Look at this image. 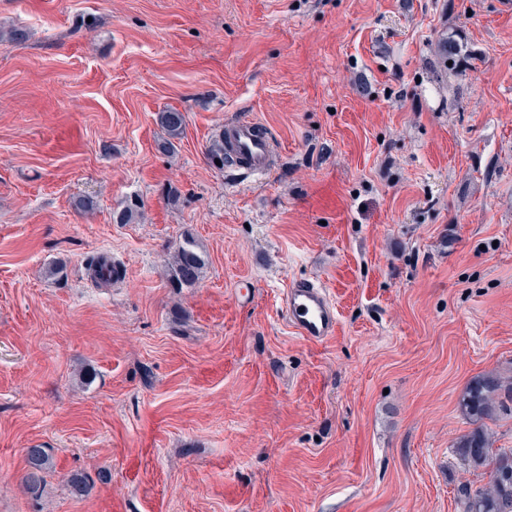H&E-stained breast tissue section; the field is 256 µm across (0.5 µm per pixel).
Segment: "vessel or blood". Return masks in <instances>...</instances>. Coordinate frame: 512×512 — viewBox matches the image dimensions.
Instances as JSON below:
<instances>
[{"label":"vessel or blood","instance_id":"obj_1","mask_svg":"<svg viewBox=\"0 0 512 512\" xmlns=\"http://www.w3.org/2000/svg\"><path fill=\"white\" fill-rule=\"evenodd\" d=\"M224 152L235 158L238 169L252 176L268 177L276 167L273 138L252 119L225 123ZM282 307L289 327L307 341L322 342L337 331L336 304L318 282L293 281L283 295Z\"/></svg>","mask_w":512,"mask_h":512}]
</instances>
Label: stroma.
<instances>
[{
	"instance_id": "1",
	"label": "stroma",
	"mask_w": 512,
	"mask_h": 512,
	"mask_svg": "<svg viewBox=\"0 0 512 512\" xmlns=\"http://www.w3.org/2000/svg\"><path fill=\"white\" fill-rule=\"evenodd\" d=\"M16 26L24 42L0 39V512H463L458 487L487 478L455 446L458 395L512 376V12L0 0V30ZM172 109L186 126L165 155ZM240 117L274 138L266 179L208 157ZM327 182L336 216L308 204ZM132 199L141 218L117 223ZM187 236L206 267L175 288ZM103 255L124 270L108 286ZM299 279L328 289L334 337L289 329ZM35 445L54 469L34 495ZM27 471L24 476V483L33 491L41 488L44 482V474L52 466L53 456L50 449L34 446L26 448L25 452Z\"/></svg>"
}]
</instances>
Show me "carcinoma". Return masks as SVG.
Listing matches in <instances>:
<instances>
[{
	"mask_svg": "<svg viewBox=\"0 0 512 512\" xmlns=\"http://www.w3.org/2000/svg\"><path fill=\"white\" fill-rule=\"evenodd\" d=\"M168 138L158 144L163 153L174 152L173 140L182 135L186 117L177 110L158 115ZM205 261L192 237H186L174 248L171 261L173 282L177 286L192 285L202 276ZM461 414L474 425L468 433L458 437L456 447L468 466L482 469L488 481L473 490L466 483L459 487L464 512H512V449L495 448L487 422H494L502 415H512V378L489 371L474 377L458 398ZM27 471L25 485L37 491L44 482V474L52 466L50 449L34 446L26 449Z\"/></svg>",
	"mask_w": 512,
	"mask_h": 512,
	"instance_id": "1",
	"label": "carcinoma"
}]
</instances>
